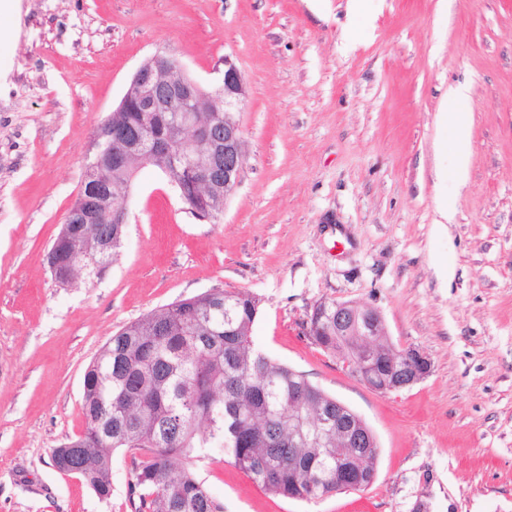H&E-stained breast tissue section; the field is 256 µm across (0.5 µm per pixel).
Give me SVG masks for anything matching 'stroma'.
Wrapping results in <instances>:
<instances>
[{
    "label": "stroma",
    "mask_w": 512,
    "mask_h": 512,
    "mask_svg": "<svg viewBox=\"0 0 512 512\" xmlns=\"http://www.w3.org/2000/svg\"><path fill=\"white\" fill-rule=\"evenodd\" d=\"M0 19V512H134L57 470L84 374L122 327L221 288L260 301L254 346L360 415L371 486L317 500L255 485L216 449L224 512H512V0H18ZM241 71L242 180L215 222L139 168L119 255L59 284L47 263L94 136L155 52ZM469 86L471 150L449 86ZM453 214L440 221V207ZM322 301L377 309L429 375L371 390L307 335ZM467 85L458 84L451 91L455 112L450 113L451 146L459 158L465 159L470 152V112L463 105L467 96Z\"/></svg>",
    "instance_id": "1"
}]
</instances>
